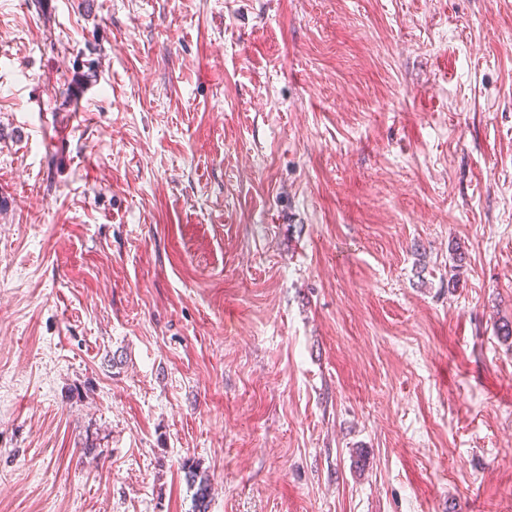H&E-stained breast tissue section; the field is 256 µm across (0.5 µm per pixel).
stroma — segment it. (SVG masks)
Instances as JSON below:
<instances>
[{
	"label": "stroma",
	"instance_id": "stroma-1",
	"mask_svg": "<svg viewBox=\"0 0 512 512\" xmlns=\"http://www.w3.org/2000/svg\"><path fill=\"white\" fill-rule=\"evenodd\" d=\"M512 0H0V512H512ZM185 478L190 486H197L195 492L196 507L200 510L206 507V500L209 495V484L207 477L203 476L197 466L191 465L185 468Z\"/></svg>",
	"mask_w": 512,
	"mask_h": 512
}]
</instances>
